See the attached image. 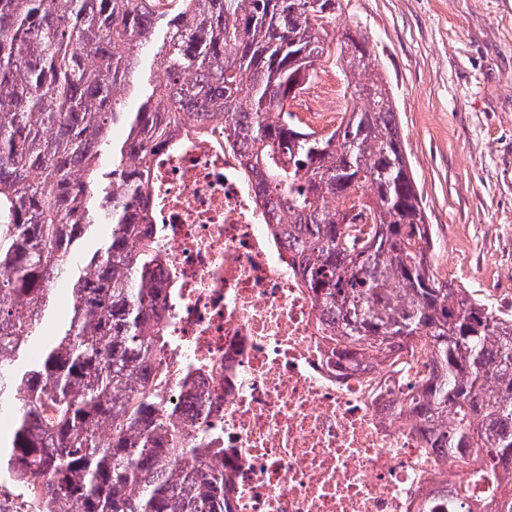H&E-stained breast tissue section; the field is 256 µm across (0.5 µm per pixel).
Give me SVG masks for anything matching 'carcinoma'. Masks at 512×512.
<instances>
[{
	"label": "carcinoma",
	"mask_w": 512,
	"mask_h": 512,
	"mask_svg": "<svg viewBox=\"0 0 512 512\" xmlns=\"http://www.w3.org/2000/svg\"><path fill=\"white\" fill-rule=\"evenodd\" d=\"M338 8L0 0V406L14 412L0 467L40 512H229L218 436L172 420L170 389L192 369L166 361L178 284L160 278L143 200L155 146L189 122L204 133L210 113L249 148L339 350L372 360L425 339L432 372L405 388L412 412L448 456L484 452L473 484L491 493L512 469V315L433 271L376 59L356 31L324 37ZM332 56L353 107L316 131L291 91ZM338 199L373 215L366 238ZM59 283L73 304L44 337Z\"/></svg>",
	"instance_id": "carcinoma-1"
}]
</instances>
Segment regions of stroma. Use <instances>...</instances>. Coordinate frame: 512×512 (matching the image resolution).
<instances>
[{"label":"stroma","mask_w":512,"mask_h":512,"mask_svg":"<svg viewBox=\"0 0 512 512\" xmlns=\"http://www.w3.org/2000/svg\"><path fill=\"white\" fill-rule=\"evenodd\" d=\"M363 30L393 97L422 203L437 239L440 278L512 314V0H342L328 27ZM335 62L295 99L301 122L346 94Z\"/></svg>","instance_id":"1"}]
</instances>
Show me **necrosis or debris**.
Returning <instances> with one entry per match:
<instances>
[{
    "label": "necrosis or debris",
    "instance_id": "obj_1",
    "mask_svg": "<svg viewBox=\"0 0 512 512\" xmlns=\"http://www.w3.org/2000/svg\"><path fill=\"white\" fill-rule=\"evenodd\" d=\"M258 194L223 117L153 155L147 222L180 287L168 358L197 368L171 396L174 422L218 434L231 512H448L470 470L400 393L430 372L423 345L384 364L337 359Z\"/></svg>",
    "mask_w": 512,
    "mask_h": 512
}]
</instances>
